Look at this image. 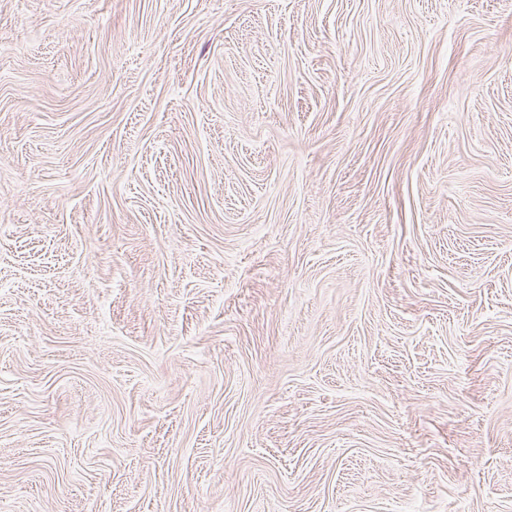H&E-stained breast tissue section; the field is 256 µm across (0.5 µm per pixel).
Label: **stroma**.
Here are the masks:
<instances>
[{"label": "stroma", "mask_w": 512, "mask_h": 512, "mask_svg": "<svg viewBox=\"0 0 512 512\" xmlns=\"http://www.w3.org/2000/svg\"><path fill=\"white\" fill-rule=\"evenodd\" d=\"M7 512H512V0H0Z\"/></svg>", "instance_id": "1"}]
</instances>
